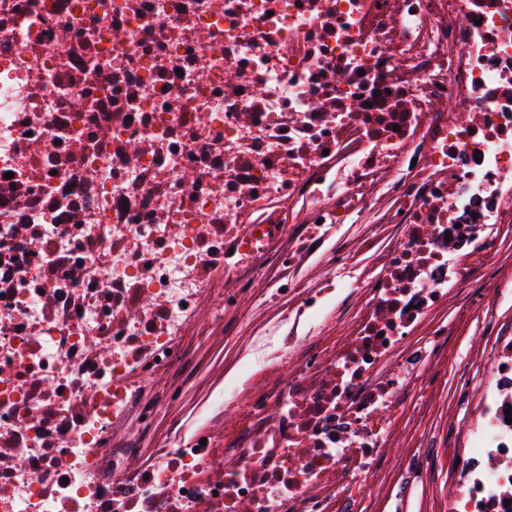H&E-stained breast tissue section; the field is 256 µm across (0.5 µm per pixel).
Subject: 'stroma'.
Returning a JSON list of instances; mask_svg holds the SVG:
<instances>
[{"mask_svg": "<svg viewBox=\"0 0 512 512\" xmlns=\"http://www.w3.org/2000/svg\"><path fill=\"white\" fill-rule=\"evenodd\" d=\"M469 269L468 287L481 291L482 302L463 313L462 295L453 294L439 309L436 319L447 322L448 336L440 362L431 371L433 388L424 401L425 415L400 431L394 447L379 462L386 476L394 478L401 475L403 459L413 450L427 459L426 469L403 502V512H448L449 483L466 423L461 396H477L489 348L499 338L512 336V304L500 302L489 284L490 271L512 273V223L495 226L489 249L471 260ZM276 320V309L258 307L250 296L241 303L227 333L190 334L197 352L180 376L182 396L160 409L150 441L187 439L212 426L206 416L210 398L223 388L225 374L234 372L242 355L251 351L255 336L266 333ZM249 419V405L243 401L213 426L230 440Z\"/></svg>", "mask_w": 512, "mask_h": 512, "instance_id": "1", "label": "stroma"}]
</instances>
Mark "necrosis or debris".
I'll return each instance as SVG.
<instances>
[{
	"instance_id": "4bbe7bcc",
	"label": "necrosis or debris",
	"mask_w": 512,
	"mask_h": 512,
	"mask_svg": "<svg viewBox=\"0 0 512 512\" xmlns=\"http://www.w3.org/2000/svg\"><path fill=\"white\" fill-rule=\"evenodd\" d=\"M511 222L512 0H0V512H366ZM260 281L291 303L211 401L248 425L141 447L205 302ZM510 404L512 339L448 512H512ZM249 409V404L243 400L224 412L216 427L223 439L232 440L237 435L241 427L250 420Z\"/></svg>"
}]
</instances>
